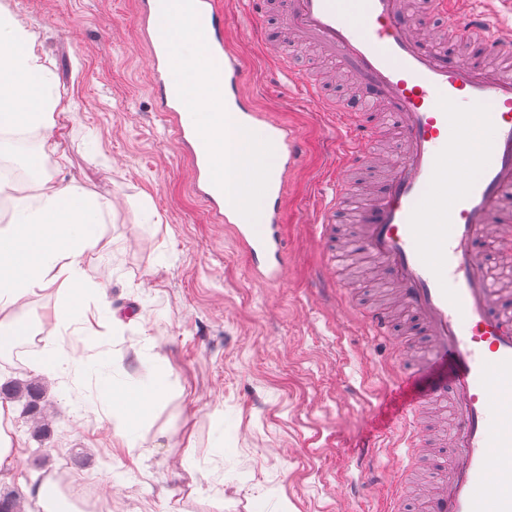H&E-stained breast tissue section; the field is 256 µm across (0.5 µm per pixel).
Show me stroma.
I'll list each match as a JSON object with an SVG mask.
<instances>
[{"label":"stroma","instance_id":"obj_1","mask_svg":"<svg viewBox=\"0 0 512 512\" xmlns=\"http://www.w3.org/2000/svg\"><path fill=\"white\" fill-rule=\"evenodd\" d=\"M8 2L42 31L46 64L71 104L54 115L65 161L48 175L111 204L103 223L111 251L88 263L107 284L115 316H98L92 298L88 326L57 331L68 352L103 360L104 375L41 368L36 347L20 353L19 371L0 356V384H43L48 425L37 432L21 403L0 401V426L13 442L0 492L21 493L24 512H34L38 500L20 472L40 448L47 477L95 484L112 512H388L384 489L399 477L408 512H425L427 495L412 481L447 470L448 448L440 439L430 456L415 449L395 457L392 427L409 399L444 377L389 386L392 338L368 336L347 310L374 308L383 281L362 254L329 264L358 226L343 210L328 237L317 228L343 143L331 114L304 100L301 82L321 83L333 102L353 96L350 76L296 41L285 44L284 62L272 60L245 0H221L245 92L304 144L288 175V265L270 287L192 189L148 82L137 0ZM323 274L337 277L340 297L322 294ZM163 367L168 394L148 409L129 448L102 408ZM371 438L378 447L364 470L356 451Z\"/></svg>","mask_w":512,"mask_h":512}]
</instances>
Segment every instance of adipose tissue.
<instances>
[{"label":"adipose tissue","instance_id":"1","mask_svg":"<svg viewBox=\"0 0 512 512\" xmlns=\"http://www.w3.org/2000/svg\"><path fill=\"white\" fill-rule=\"evenodd\" d=\"M62 109V97L43 58L41 35L16 12L0 5V131H42V154H56L53 115ZM224 132L212 135L217 167L247 165L264 148L246 132L236 136L233 153L224 149ZM37 192H18L0 183V194L12 204L7 223L0 225V335L25 336L31 314L27 298L60 287L62 301L54 309L57 326L80 320L83 297L95 283L85 265L88 256L106 253L111 243L102 232L106 203L76 183H60L43 176ZM167 386L151 378L121 395L111 397L104 413L115 433L136 447L138 423L147 406L162 402Z\"/></svg>","mask_w":512,"mask_h":512}]
</instances>
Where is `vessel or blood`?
<instances>
[{"label":"vessel or blood","mask_w":512,"mask_h":512,"mask_svg":"<svg viewBox=\"0 0 512 512\" xmlns=\"http://www.w3.org/2000/svg\"><path fill=\"white\" fill-rule=\"evenodd\" d=\"M462 0H424L440 30L419 29L407 0H285L282 25L352 74L361 103L333 112L345 151L324 214L343 206L348 173L363 165L366 140L388 120L400 136L383 157L387 175L377 202L360 214V246L387 279L402 309L428 341L426 357L396 341L393 386L440 367L450 377L400 414V441L433 442L426 409L449 399L451 463L427 503L428 512H512V290L496 287L490 261L512 265V69L491 66L512 54V29ZM139 22L153 55L152 92L173 135L188 148L196 191L213 219L231 228L250 268L278 284L288 263L281 216L288 174L303 143L287 125L260 111L244 92L245 68L224 32L220 0H185L175 17L167 0H138ZM480 49L458 62L447 39ZM194 52L197 81L224 98L220 112H200L185 95V52ZM249 131L269 157L257 174L223 176L212 160L209 131ZM361 318L369 335L386 337V311Z\"/></svg>","instance_id":"vessel-or-blood-1"}]
</instances>
